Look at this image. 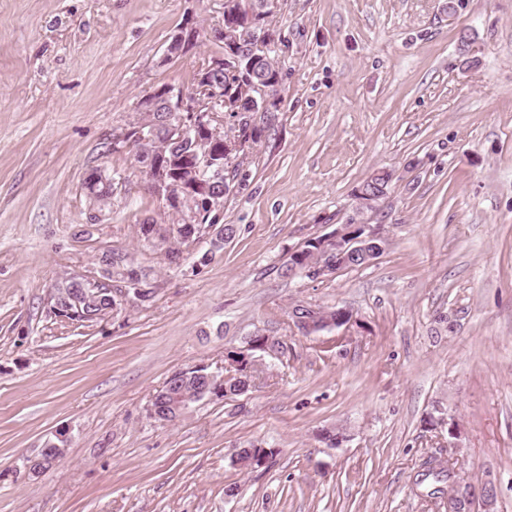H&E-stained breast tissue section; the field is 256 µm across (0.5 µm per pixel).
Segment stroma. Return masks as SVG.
Returning <instances> with one entry per match:
<instances>
[{"mask_svg":"<svg viewBox=\"0 0 512 512\" xmlns=\"http://www.w3.org/2000/svg\"><path fill=\"white\" fill-rule=\"evenodd\" d=\"M189 18L198 46L166 58ZM223 23L224 0H0V512H448L417 477L450 459L512 512V0H281L280 123L224 202L237 234L172 264L138 241L162 202L112 140L140 97L191 85ZM96 167L116 181L104 209ZM354 217L388 240L374 263L281 277ZM107 248L152 271L154 300L90 327L51 316L55 281ZM300 302L355 322L303 335ZM258 327L288 350L252 389L149 418L174 371L221 370ZM437 406L456 438L426 430ZM334 426L338 448L318 439ZM62 430L63 461L27 474ZM251 443L267 468L233 465Z\"/></svg>","mask_w":512,"mask_h":512,"instance_id":"1","label":"stroma"}]
</instances>
